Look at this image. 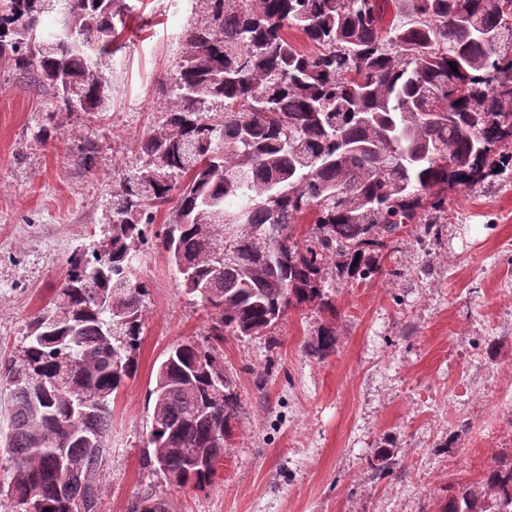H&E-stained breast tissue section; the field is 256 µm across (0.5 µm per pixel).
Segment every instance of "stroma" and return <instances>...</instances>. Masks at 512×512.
<instances>
[{"instance_id":"1","label":"stroma","mask_w":512,"mask_h":512,"mask_svg":"<svg viewBox=\"0 0 512 512\" xmlns=\"http://www.w3.org/2000/svg\"><path fill=\"white\" fill-rule=\"evenodd\" d=\"M106 57L107 111H66L0 63V357L59 288L68 259L112 233V194L141 164L133 143L170 105L159 87L207 17L208 0H128ZM437 235L396 232L385 272L329 271L332 311L289 308L264 336L224 339L238 407L224 462L205 490L145 470L156 370L173 344L206 330L166 254L145 246L149 285L138 370L117 395L100 512H131L145 489L170 512H433L449 485L512 452V180L452 190ZM336 346L307 348L322 329ZM396 463L376 468V452Z\"/></svg>"}]
</instances>
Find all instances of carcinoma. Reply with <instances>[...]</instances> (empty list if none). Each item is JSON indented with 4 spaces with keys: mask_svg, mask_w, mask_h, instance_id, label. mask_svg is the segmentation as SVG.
I'll list each match as a JSON object with an SVG mask.
<instances>
[{
    "mask_svg": "<svg viewBox=\"0 0 512 512\" xmlns=\"http://www.w3.org/2000/svg\"><path fill=\"white\" fill-rule=\"evenodd\" d=\"M162 86L172 104L136 141L142 163L112 197L107 244L67 278L0 361L9 399L12 512L99 505L111 402L138 369L148 286L139 246L167 204L157 246L211 311L203 339L159 365L144 467L203 490L237 407L224 334L265 336L294 305L328 306L329 268L384 273L382 250L437 212L448 190L512 171V0H209ZM0 0V59L66 109L104 112L102 58L126 0ZM406 10L410 23L385 21ZM55 13L59 27L41 28ZM301 32L314 50L288 39ZM457 70H452V65ZM310 218L305 239L294 225ZM336 345L321 332L310 354ZM166 499L148 491L132 512ZM437 512H512V454L448 489Z\"/></svg>",
    "mask_w": 512,
    "mask_h": 512,
    "instance_id": "carcinoma-1",
    "label": "carcinoma"
}]
</instances>
